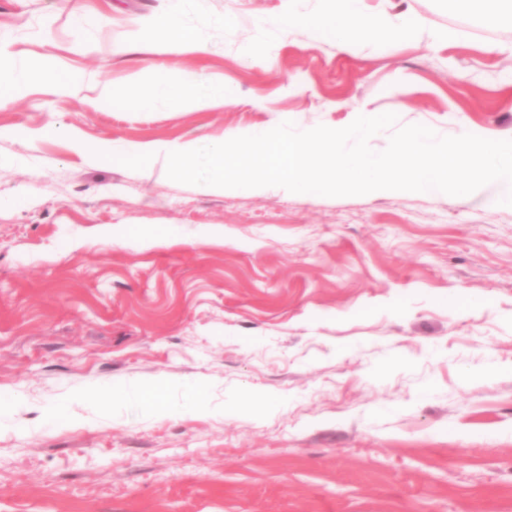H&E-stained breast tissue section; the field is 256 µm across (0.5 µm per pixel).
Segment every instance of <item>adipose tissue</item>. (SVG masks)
Instances as JSON below:
<instances>
[{
    "label": "adipose tissue",
    "mask_w": 512,
    "mask_h": 512,
    "mask_svg": "<svg viewBox=\"0 0 512 512\" xmlns=\"http://www.w3.org/2000/svg\"><path fill=\"white\" fill-rule=\"evenodd\" d=\"M309 29L333 40L342 50L378 36L387 39H405L417 32L412 21H404L387 13H371L366 0H321L317 11L301 14L296 9L281 13L273 25H261V34L270 29ZM155 77L148 93L139 94L131 89L114 90L103 86L101 100L113 105L150 112L160 106L171 108H213L231 99L223 82L202 74L171 80L163 65L153 67ZM41 83L53 94L77 93L82 89L79 81L56 68L37 69L29 64L0 68V105L15 101L32 84Z\"/></svg>",
    "instance_id": "adipose-tissue-1"
}]
</instances>
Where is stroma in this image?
Masks as SVG:
<instances>
[{"mask_svg": "<svg viewBox=\"0 0 512 512\" xmlns=\"http://www.w3.org/2000/svg\"><path fill=\"white\" fill-rule=\"evenodd\" d=\"M366 2L418 35L350 52L306 30L261 39L287 0H0L16 60L49 54L88 84L37 83L0 107V512H512V206L486 190L217 192L169 179L162 159L91 163L45 133L120 151L340 129L367 108L441 136L512 135V55L490 49L512 27L454 0ZM174 11L207 52L158 54ZM155 60L234 98L99 100L100 83L148 92ZM133 382L177 415L113 401ZM85 388L95 402L74 399Z\"/></svg>", "mask_w": 512, "mask_h": 512, "instance_id": "obj_1", "label": "stroma"}]
</instances>
